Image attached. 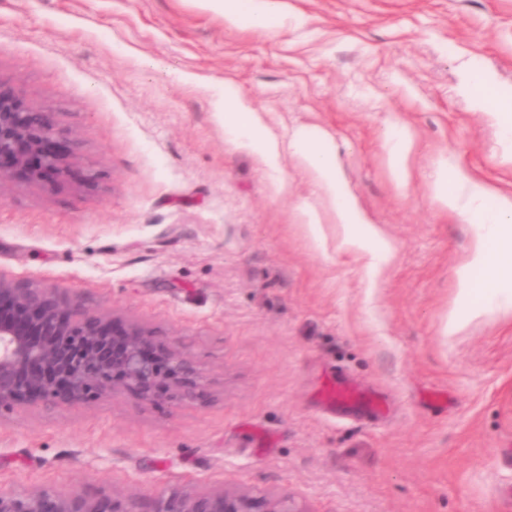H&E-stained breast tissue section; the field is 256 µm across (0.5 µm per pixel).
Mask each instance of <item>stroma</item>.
Masks as SVG:
<instances>
[{
	"label": "stroma",
	"mask_w": 512,
	"mask_h": 512,
	"mask_svg": "<svg viewBox=\"0 0 512 512\" xmlns=\"http://www.w3.org/2000/svg\"><path fill=\"white\" fill-rule=\"evenodd\" d=\"M280 2L305 24L230 27L200 0H0V82L66 131L62 173L0 195V275L154 327L206 377L190 402L1 416L0 489L208 481L307 512H512V318L443 336L474 221L430 186L445 158L512 194V136L467 86L473 66L512 101V0ZM228 85L277 168L225 129ZM403 128L415 148L393 167ZM299 130L334 142L395 244L377 277L341 248ZM331 377L387 413L326 412Z\"/></svg>",
	"instance_id": "35a3bbf8"
}]
</instances>
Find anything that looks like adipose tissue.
Returning <instances> with one entry per match:
<instances>
[{"label": "adipose tissue", "instance_id": "adipose-tissue-1", "mask_svg": "<svg viewBox=\"0 0 512 512\" xmlns=\"http://www.w3.org/2000/svg\"><path fill=\"white\" fill-rule=\"evenodd\" d=\"M226 24L235 26L247 20L258 32L282 27L287 15L276 0H202ZM224 125L261 148L269 162L276 164L278 149L271 144L265 126L244 106L233 89H225ZM295 143L301 146L304 160L319 184L337 204V216L343 230L341 246L367 260L369 275H378L390 264L396 248L378 225L367 223L351 199L336 171V150L328 139L298 133ZM436 199L448 210L476 219L474 246L457 266L455 279L459 305L451 307L443 332L455 336L473 321L498 310L512 314V195L496 186L463 175L447 160H440L433 176ZM495 199L493 209H485L487 199ZM484 273L481 286H474L473 271Z\"/></svg>", "mask_w": 512, "mask_h": 512}]
</instances>
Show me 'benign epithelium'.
Wrapping results in <instances>:
<instances>
[{
  "instance_id": "1",
  "label": "benign epithelium",
  "mask_w": 512,
  "mask_h": 512,
  "mask_svg": "<svg viewBox=\"0 0 512 512\" xmlns=\"http://www.w3.org/2000/svg\"><path fill=\"white\" fill-rule=\"evenodd\" d=\"M63 136L0 85V194L18 175L60 174L54 144ZM205 377L181 344L138 320L114 324L70 289L0 276V415L26 407L54 410L94 398L133 395L142 404L197 398ZM0 512H304L288 494L255 495L202 483L192 491L94 497L80 489L20 495L0 490Z\"/></svg>"
}]
</instances>
